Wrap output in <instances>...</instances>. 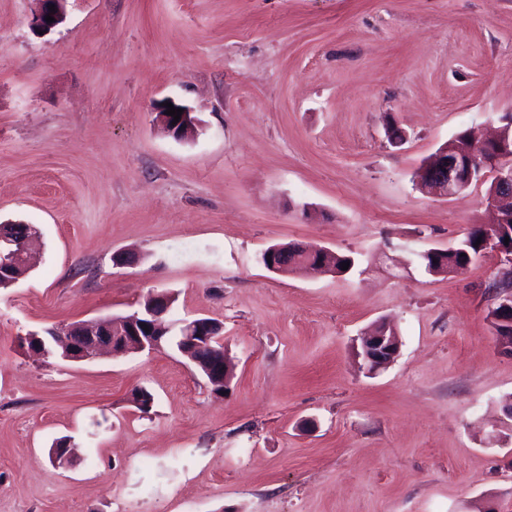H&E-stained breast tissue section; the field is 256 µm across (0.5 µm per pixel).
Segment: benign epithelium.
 <instances>
[{
    "mask_svg": "<svg viewBox=\"0 0 512 512\" xmlns=\"http://www.w3.org/2000/svg\"><path fill=\"white\" fill-rule=\"evenodd\" d=\"M39 9L33 17L35 29L47 34L63 23L66 0H38ZM55 11H50L49 6ZM51 16L54 21H46ZM183 109L179 121L166 114L168 107L158 111V122L176 137L195 134L197 120L186 106L173 103ZM490 181L486 193V209L491 219L476 225L483 230L485 241L481 254L504 257L503 266L495 280L500 287L489 292L492 306L491 319L495 325L512 327V231L509 242L500 240L501 224L512 223V116L507 119L493 138L476 142L470 136L455 143H447L432 153L421 165L415 176L416 186L423 192L440 198H449L468 188L474 182ZM32 238L16 239L11 232L0 226V279L15 280L19 271L30 265ZM334 252L327 248L308 249L300 243L277 244L262 254L263 265L272 273L288 276L307 269H320L338 274L340 270L331 260ZM171 308V294L152 291L147 296V320L140 321V312L127 316L79 321L66 329L51 332L53 352L43 345L30 351L45 358L62 357L66 361H88L110 351L115 355L152 351L162 347L169 336L181 341L180 352L194 364H200L195 355L214 350V342L220 340L223 326L206 318L163 323L162 317ZM360 340L361 367L374 373L391 364L398 356L400 339L393 325L381 321L372 329L358 336ZM204 372L214 393L221 394L232 375L233 364L225 352L218 360L204 365Z\"/></svg>",
    "mask_w": 512,
    "mask_h": 512,
    "instance_id": "obj_1",
    "label": "benign epithelium"
}]
</instances>
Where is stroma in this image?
Listing matches in <instances>:
<instances>
[{
    "label": "stroma",
    "instance_id": "1",
    "mask_svg": "<svg viewBox=\"0 0 512 512\" xmlns=\"http://www.w3.org/2000/svg\"><path fill=\"white\" fill-rule=\"evenodd\" d=\"M37 9L0 0V222L39 233L0 289V512H512L499 260L419 259L487 220V186L414 182L512 113V0H67L46 37ZM168 98L193 138L157 122ZM287 242L355 265L268 271ZM154 290L223 324L226 394L168 345L67 362L22 343ZM380 320L401 348L370 375L356 338ZM164 103H171L175 109H183V113L177 123L172 124L174 121L173 116L166 114L167 106H160L157 115V121L163 126L167 132H171L175 137H192L197 128V120L192 116L190 109L184 105H180L173 100H167Z\"/></svg>",
    "mask_w": 512,
    "mask_h": 512
}]
</instances>
